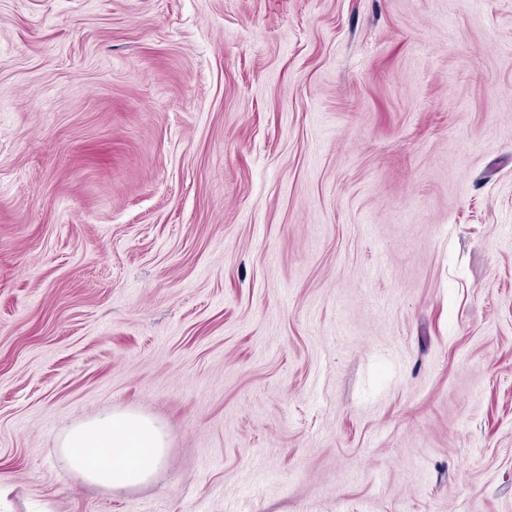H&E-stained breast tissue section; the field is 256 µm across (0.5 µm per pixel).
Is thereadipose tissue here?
Returning a JSON list of instances; mask_svg holds the SVG:
<instances>
[{
  "instance_id": "1",
  "label": "adipose tissue",
  "mask_w": 512,
  "mask_h": 512,
  "mask_svg": "<svg viewBox=\"0 0 512 512\" xmlns=\"http://www.w3.org/2000/svg\"><path fill=\"white\" fill-rule=\"evenodd\" d=\"M166 434L149 417L115 411L72 426L59 448L70 471L107 490L146 484L166 453Z\"/></svg>"
}]
</instances>
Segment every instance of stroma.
Instances as JSON below:
<instances>
[{
	"label": "stroma",
	"mask_w": 512,
	"mask_h": 512,
	"mask_svg": "<svg viewBox=\"0 0 512 512\" xmlns=\"http://www.w3.org/2000/svg\"><path fill=\"white\" fill-rule=\"evenodd\" d=\"M168 434L147 484L73 424ZM512 512V0H0V512ZM166 434L149 417L113 411L72 426L60 441L68 469L107 490L146 484L166 453Z\"/></svg>",
	"instance_id": "stroma-1"
}]
</instances>
